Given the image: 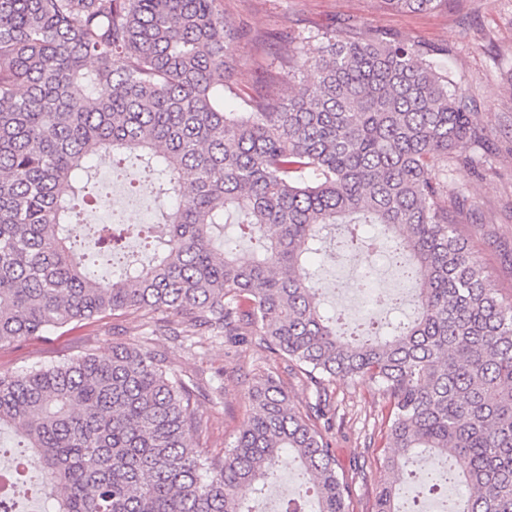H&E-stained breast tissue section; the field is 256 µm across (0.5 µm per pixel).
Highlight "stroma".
Masks as SVG:
<instances>
[{
  "instance_id": "obj_1",
  "label": "stroma",
  "mask_w": 512,
  "mask_h": 512,
  "mask_svg": "<svg viewBox=\"0 0 512 512\" xmlns=\"http://www.w3.org/2000/svg\"><path fill=\"white\" fill-rule=\"evenodd\" d=\"M227 22L246 36L234 54L231 91L224 106L234 110L267 86L288 95L295 87L279 72L273 49L279 36L300 32L302 46L316 55L323 31L347 21L358 32L386 31L429 47L450 46L442 62L465 90L476 121L493 131V144L478 174L451 171L448 198L464 203L459 220L473 254L499 295L512 298V0H448L435 12H396L383 0H223ZM317 286L327 307L344 321L385 318L383 307L369 305L354 286L355 268L319 255ZM139 314L108 316L71 324L47 336H33L0 349V370L47 366L84 352L109 353L113 343L148 349L164 358L171 371L199 385L197 415L206 451L218 454L236 440L253 409L248 392L255 377L272 369L291 404L305 410L316 388L305 375L260 347L256 339H201L190 346L169 335H148ZM332 419L326 431L336 470L351 487L349 512H369L380 490L379 446L384 399L365 379L336 381L330 388Z\"/></svg>"
}]
</instances>
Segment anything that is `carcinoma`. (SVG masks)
I'll return each mask as SVG.
<instances>
[{
  "instance_id": "1",
  "label": "carcinoma",
  "mask_w": 512,
  "mask_h": 512,
  "mask_svg": "<svg viewBox=\"0 0 512 512\" xmlns=\"http://www.w3.org/2000/svg\"><path fill=\"white\" fill-rule=\"evenodd\" d=\"M447 0H386L413 12ZM238 28L221 0H0V348L116 314L175 313L174 333L256 336L322 393L367 378L388 403L383 488L373 512H410L392 481L428 454L430 493L456 479L455 512H512V300L499 298L448 205V163L471 170L493 131L438 66L447 55L386 33L322 34L316 57L286 54L298 94L224 110ZM177 196L141 230L153 254L94 278L128 228L72 226L101 198L90 162ZM257 242L242 257L213 231ZM377 245L416 285L414 318L365 322L353 336L326 316L309 256L343 225V257ZM234 444L213 456L194 384L148 350L112 346L21 372L0 370V429L21 426L16 459L35 457L53 512H252L283 456L303 470L315 512H348L321 420L268 371Z\"/></svg>"
}]
</instances>
